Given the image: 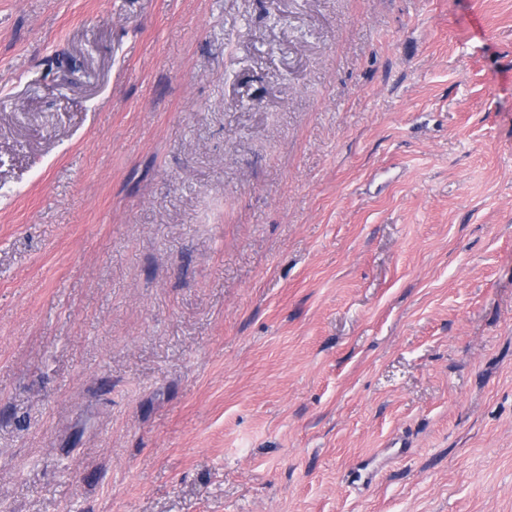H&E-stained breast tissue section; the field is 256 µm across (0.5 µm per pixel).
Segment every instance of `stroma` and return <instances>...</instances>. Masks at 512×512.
Segmentation results:
<instances>
[{"instance_id": "obj_1", "label": "stroma", "mask_w": 512, "mask_h": 512, "mask_svg": "<svg viewBox=\"0 0 512 512\" xmlns=\"http://www.w3.org/2000/svg\"><path fill=\"white\" fill-rule=\"evenodd\" d=\"M0 506L512 512V0H0Z\"/></svg>"}]
</instances>
